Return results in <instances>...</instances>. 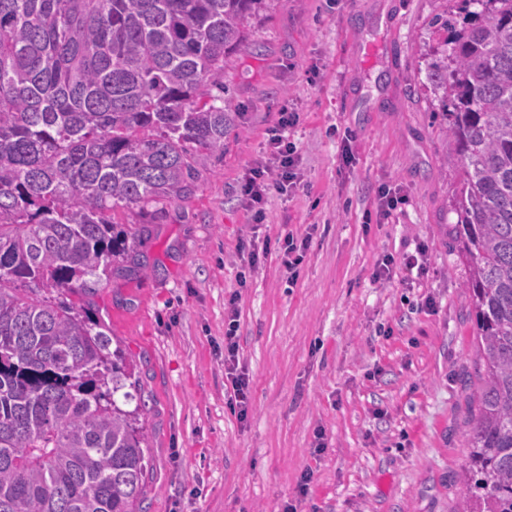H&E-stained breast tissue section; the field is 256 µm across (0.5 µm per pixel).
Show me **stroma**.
Here are the masks:
<instances>
[{
  "mask_svg": "<svg viewBox=\"0 0 512 512\" xmlns=\"http://www.w3.org/2000/svg\"><path fill=\"white\" fill-rule=\"evenodd\" d=\"M456 7L265 0L224 74L236 115L223 157L203 162L189 199L114 214L139 228L142 268L98 280L86 314L136 384L126 407L148 448L143 512H457L480 359L450 236L458 160L425 58L434 20ZM286 103L300 114L298 186L269 195L255 224L238 186ZM383 185L403 200L368 222ZM288 232L308 240L294 281L278 244ZM422 244L424 274L397 265L374 281L384 255ZM238 330L237 323V310L233 305L229 308L227 321H225L224 332V363L234 360L237 350V336Z\"/></svg>",
  "mask_w": 512,
  "mask_h": 512,
  "instance_id": "stroma-1",
  "label": "stroma"
}]
</instances>
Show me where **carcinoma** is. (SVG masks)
Wrapping results in <instances>:
<instances>
[{"label": "carcinoma", "instance_id": "carcinoma-1", "mask_svg": "<svg viewBox=\"0 0 512 512\" xmlns=\"http://www.w3.org/2000/svg\"><path fill=\"white\" fill-rule=\"evenodd\" d=\"M262 3L0 0V512H140L125 353L39 292L136 268L110 214L187 199L224 155V72ZM460 13L428 53L483 366L458 512H512V0Z\"/></svg>", "mask_w": 512, "mask_h": 512}]
</instances>
